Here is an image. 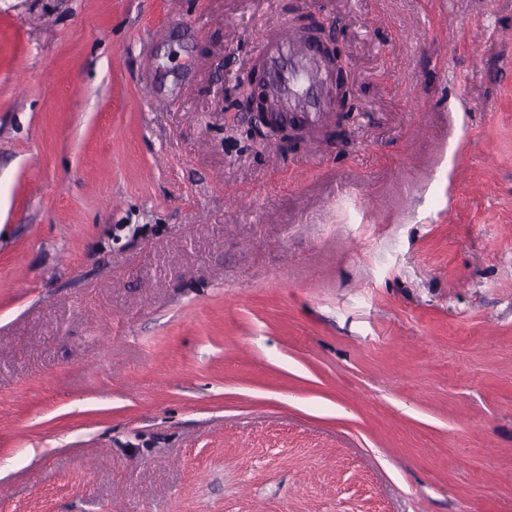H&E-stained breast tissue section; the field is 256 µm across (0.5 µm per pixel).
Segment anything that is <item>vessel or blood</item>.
Masks as SVG:
<instances>
[{
  "label": "vessel or blood",
  "instance_id": "1",
  "mask_svg": "<svg viewBox=\"0 0 512 512\" xmlns=\"http://www.w3.org/2000/svg\"><path fill=\"white\" fill-rule=\"evenodd\" d=\"M260 57L266 74L278 86L283 104L301 103L307 126L323 123L332 110L322 86L310 77L311 52L297 38L275 35L263 40Z\"/></svg>",
  "mask_w": 512,
  "mask_h": 512
}]
</instances>
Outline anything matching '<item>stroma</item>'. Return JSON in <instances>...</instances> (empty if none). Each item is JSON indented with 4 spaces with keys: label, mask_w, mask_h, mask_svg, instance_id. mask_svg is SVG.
Segmentation results:
<instances>
[{
    "label": "stroma",
    "mask_w": 512,
    "mask_h": 512,
    "mask_svg": "<svg viewBox=\"0 0 512 512\" xmlns=\"http://www.w3.org/2000/svg\"><path fill=\"white\" fill-rule=\"evenodd\" d=\"M0 512H512V0H0ZM297 29H301L302 35L312 41L316 47L319 56V68L324 73L325 93L345 112H339L341 115L347 112L349 81L346 74L344 59L336 47V37L327 30L324 22L312 25L299 23ZM349 103V102H348ZM261 61L266 74L278 86L280 100L285 105L301 103L307 126L323 123L332 110V103L324 95L322 86L310 77L311 52L301 45L295 33L291 38L275 35L263 40ZM242 88L248 109L255 114L259 125L267 130V136L288 146H293L301 138L302 126L275 110L269 86L263 79L243 81Z\"/></svg>",
    "instance_id": "obj_1"
}]
</instances>
